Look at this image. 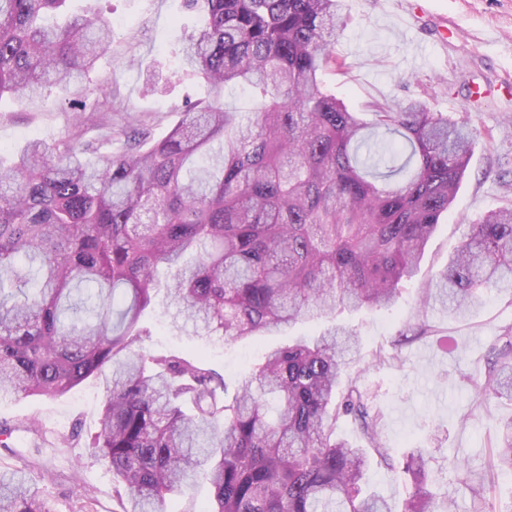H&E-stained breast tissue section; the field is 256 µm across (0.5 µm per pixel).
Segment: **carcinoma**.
Here are the masks:
<instances>
[{"instance_id":"carcinoma-1","label":"carcinoma","mask_w":512,"mask_h":512,"mask_svg":"<svg viewBox=\"0 0 512 512\" xmlns=\"http://www.w3.org/2000/svg\"><path fill=\"white\" fill-rule=\"evenodd\" d=\"M72 0H0V99L38 110L112 51V27ZM183 68L211 97L153 141L112 129L125 149L91 160L76 140L27 143L0 158V400L104 389L92 447L108 463L118 512H164L168 495L208 484L205 512H452L424 485L418 448L395 461L358 377L359 336L336 324L267 349L233 394L204 363L144 346L143 312L165 293L205 336L243 341L314 315L387 308L416 275L469 163L472 132L418 99L368 105L325 89L344 70V0H204ZM253 108H224L225 86ZM435 287L465 313L512 292V205L473 224ZM482 376L476 406L512 401V329ZM351 417L366 446L336 438ZM410 477L403 507L362 488L371 455ZM448 466L473 482L466 461ZM512 474V419L488 473ZM0 512H54L33 478L0 468Z\"/></svg>"}]
</instances>
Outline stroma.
I'll return each instance as SVG.
<instances>
[{
  "mask_svg": "<svg viewBox=\"0 0 512 512\" xmlns=\"http://www.w3.org/2000/svg\"><path fill=\"white\" fill-rule=\"evenodd\" d=\"M346 26L336 44L344 71H326L327 89L356 111L379 100L392 105L422 99L433 112L465 122L476 134L473 154L455 201L429 240L418 276L388 309L344 312L340 322L361 338L360 387L379 416L385 447L403 456L425 449L428 489L451 502L454 512H471L467 485L448 468V459L468 460L475 478L486 481V506L506 512L512 506V477L485 478L488 450L501 426L512 419V402L472 409L464 377L483 372L497 336L512 327V293H492L463 318L433 305L427 317L438 334L409 338L417 319L419 288L447 264L467 226L481 214L512 204V0H344ZM112 25V53L85 78L87 105L100 102L96 89L110 88L115 105L105 124L134 125L163 138L183 118L190 100L206 96L207 86L180 65L185 35L206 14L185 0H91ZM75 108L58 88L48 105L25 111L12 97L0 98V147L20 150L28 141L48 143L71 136L99 143L101 154L120 148L103 143V126L80 124ZM175 307L158 298L144 320L156 353L193 352L237 384L264 351L293 337L319 333L324 320H309L286 333L247 341L212 344L193 329L173 326ZM103 390L87 380L59 398L20 397L0 402V422H35L37 433L15 432L17 456L0 466L27 470L38 479L53 512H75L85 496L95 512H114L112 473L90 448L97 431ZM56 478L42 479L44 470Z\"/></svg>",
  "mask_w": 512,
  "mask_h": 512,
  "instance_id": "1",
  "label": "stroma"
}]
</instances>
